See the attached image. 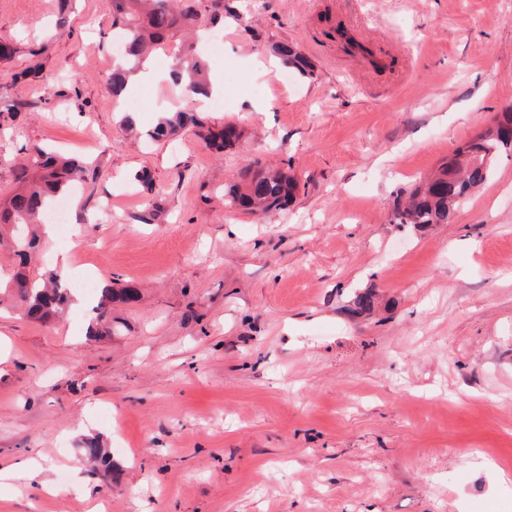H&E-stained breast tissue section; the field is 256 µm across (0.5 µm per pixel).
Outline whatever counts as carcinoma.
Wrapping results in <instances>:
<instances>
[{"label":"carcinoma","instance_id":"1","mask_svg":"<svg viewBox=\"0 0 512 512\" xmlns=\"http://www.w3.org/2000/svg\"><path fill=\"white\" fill-rule=\"evenodd\" d=\"M113 25L126 39V55L137 58L149 48L163 43L171 34H191L198 23L199 12L182 0H111ZM289 70L301 75L314 74L310 62L292 46L271 45ZM207 63L193 55V46L178 55L172 74L194 95L208 93ZM129 69L119 65L106 78L108 97L123 90ZM192 127L194 134L215 153L238 143L236 130L213 129L196 115L186 111L170 112L156 126L154 137L172 136ZM512 158V107L495 118V127L476 133L456 155L442 163L428 179L396 193L392 200V223L410 225L418 230L433 224H450L455 220L460 202L484 185L494 173L497 158ZM88 167L79 160L53 149L35 144L27 149L26 162L14 174L16 187L10 198L0 205V227L3 225L39 224L52 201L65 194L75 183L86 180ZM298 182L288 172L254 163L237 173L236 179L224 188V204L257 216H270L288 207L293 201ZM37 247V237L21 239L16 256L19 269L6 284L19 302L24 315L36 322L61 316L71 299V289L57 274L50 273L40 283L27 274L26 266ZM99 299L88 325L91 337L110 335L117 331L112 324V305L138 299L134 288H97ZM83 454L93 469L103 474L112 472L110 454L95 440L84 444Z\"/></svg>","mask_w":512,"mask_h":512}]
</instances>
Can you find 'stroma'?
<instances>
[{"label":"stroma","mask_w":512,"mask_h":512,"mask_svg":"<svg viewBox=\"0 0 512 512\" xmlns=\"http://www.w3.org/2000/svg\"><path fill=\"white\" fill-rule=\"evenodd\" d=\"M224 2L199 24L224 36L223 109L167 79L133 91L151 105L126 132L110 0H74L61 32L57 0H0V199L22 147L84 159L81 209L112 220L71 223L72 262L139 291L95 340L91 305L41 324L0 304V460L39 470L0 481V512H512V159L454 223L391 221L397 191L512 105V0ZM341 22L381 67L331 38ZM276 41L313 76L272 64ZM43 43V81L14 82ZM179 110L243 136L220 156L152 140ZM256 160L299 180L265 220L224 204ZM365 291L375 311L352 314ZM83 454L96 472H103L104 475L112 472V458L97 441H87L83 447Z\"/></svg>","instance_id":"obj_1"}]
</instances>
